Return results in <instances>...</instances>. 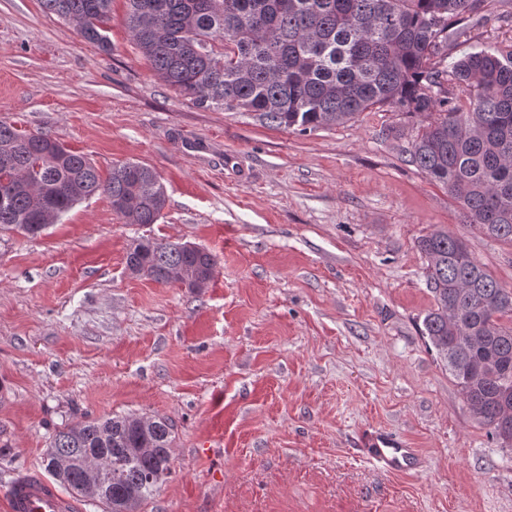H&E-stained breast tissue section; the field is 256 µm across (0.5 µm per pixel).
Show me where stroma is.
Returning a JSON list of instances; mask_svg holds the SVG:
<instances>
[{"mask_svg":"<svg viewBox=\"0 0 512 512\" xmlns=\"http://www.w3.org/2000/svg\"><path fill=\"white\" fill-rule=\"evenodd\" d=\"M124 11L114 0L106 54L40 0H0V120L103 174L150 166L167 190L154 224L100 194L37 238L0 231V512L55 430L121 413L174 428L172 473L142 512H512V447L423 336L434 298L416 242L462 238L507 289L512 245L411 163L418 118L382 107L300 132L197 107ZM480 48L512 51V0H485L448 56ZM143 237L204 247L212 280L131 275ZM374 431L418 449L420 473L370 463Z\"/></svg>","mask_w":512,"mask_h":512,"instance_id":"stroma-1","label":"stroma"}]
</instances>
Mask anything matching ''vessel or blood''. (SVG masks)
Here are the masks:
<instances>
[{
  "instance_id": "vessel-or-blood-1",
  "label": "vessel or blood",
  "mask_w": 512,
  "mask_h": 512,
  "mask_svg": "<svg viewBox=\"0 0 512 512\" xmlns=\"http://www.w3.org/2000/svg\"><path fill=\"white\" fill-rule=\"evenodd\" d=\"M366 458L391 473H415L421 467L417 449L378 435L367 438ZM7 512H79L80 502L59 491L37 473H23L9 485Z\"/></svg>"
}]
</instances>
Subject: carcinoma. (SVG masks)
<instances>
[{
    "label": "carcinoma",
    "mask_w": 512,
    "mask_h": 512,
    "mask_svg": "<svg viewBox=\"0 0 512 512\" xmlns=\"http://www.w3.org/2000/svg\"><path fill=\"white\" fill-rule=\"evenodd\" d=\"M113 0H41L83 37L111 50ZM125 26L152 68L203 108L253 112L301 132L344 124L375 107L421 118L410 160L443 185L468 222L512 243V52L448 61L459 24L484 0H126ZM466 94L463 110L448 83ZM106 195L131 224H155L166 204L156 172L137 162L101 178L82 153L0 121V230L35 237L77 204ZM435 308L425 335L489 435L512 439V290L444 231L419 239ZM216 256L194 243L143 238L126 254L134 275L184 284ZM173 428L135 414L86 417L55 431L46 470L107 512H139L170 474ZM156 453L143 455L144 445ZM112 460V491L91 495L87 465Z\"/></svg>",
    "instance_id": "cac0c4a2"
}]
</instances>
